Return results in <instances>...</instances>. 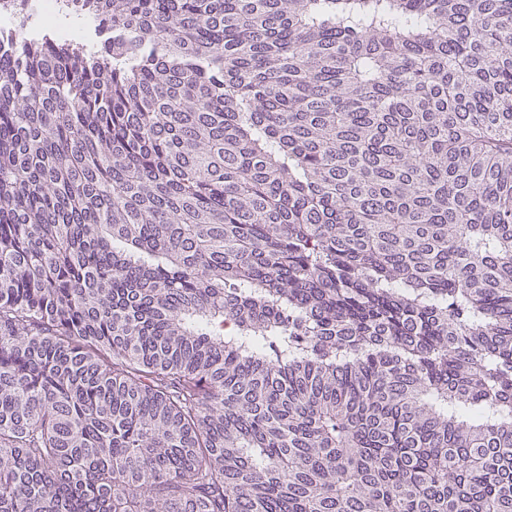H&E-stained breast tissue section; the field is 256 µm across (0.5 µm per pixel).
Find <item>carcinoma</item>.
Wrapping results in <instances>:
<instances>
[{
	"label": "carcinoma",
	"mask_w": 512,
	"mask_h": 512,
	"mask_svg": "<svg viewBox=\"0 0 512 512\" xmlns=\"http://www.w3.org/2000/svg\"><path fill=\"white\" fill-rule=\"evenodd\" d=\"M0 34V512H512V0H67Z\"/></svg>",
	"instance_id": "1"
}]
</instances>
